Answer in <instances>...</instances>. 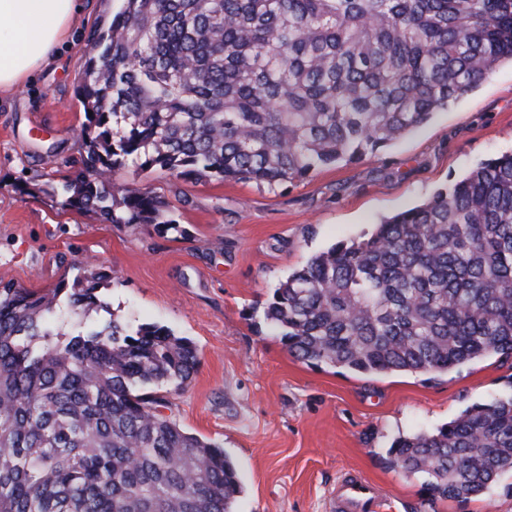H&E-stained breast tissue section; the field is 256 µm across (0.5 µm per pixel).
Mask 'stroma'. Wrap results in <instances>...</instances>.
<instances>
[{"instance_id": "obj_1", "label": "stroma", "mask_w": 512, "mask_h": 512, "mask_svg": "<svg viewBox=\"0 0 512 512\" xmlns=\"http://www.w3.org/2000/svg\"><path fill=\"white\" fill-rule=\"evenodd\" d=\"M122 6L89 0L51 61L0 92V282L48 289L89 261L111 270L100 296L120 321L190 338L196 373L157 393L184 429L223 445L243 484L234 512H330L350 471L373 482L391 512H512L511 474L485 495L436 499L389 456L399 436L512 395V356L440 374H359L296 359L264 319L274 288L312 254L369 237L383 218L512 153V65L380 154L303 182L270 190L118 171L116 186L135 181L166 198L187 232L178 240L66 208L48 179L78 169L75 87L88 37Z\"/></svg>"}]
</instances>
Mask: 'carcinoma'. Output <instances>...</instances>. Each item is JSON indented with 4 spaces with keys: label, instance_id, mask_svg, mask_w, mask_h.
Instances as JSON below:
<instances>
[{
    "label": "carcinoma",
    "instance_id": "cac0c4a2",
    "mask_svg": "<svg viewBox=\"0 0 512 512\" xmlns=\"http://www.w3.org/2000/svg\"><path fill=\"white\" fill-rule=\"evenodd\" d=\"M123 2L89 37L79 170L57 189L108 224L182 233L151 189L116 195L119 170L275 189L381 153L512 64V0ZM111 281L83 263L47 291L0 284V512H233L224 449L146 392L185 385L196 346L122 324ZM264 315L297 359L361 374L512 356V154L312 256ZM390 453L442 499L481 495L512 473V397Z\"/></svg>",
    "mask_w": 512,
    "mask_h": 512
}]
</instances>
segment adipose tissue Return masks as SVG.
<instances>
[{
    "label": "adipose tissue",
    "mask_w": 512,
    "mask_h": 512,
    "mask_svg": "<svg viewBox=\"0 0 512 512\" xmlns=\"http://www.w3.org/2000/svg\"><path fill=\"white\" fill-rule=\"evenodd\" d=\"M80 9L79 0H0V91L49 60Z\"/></svg>",
    "instance_id": "obj_1"
}]
</instances>
